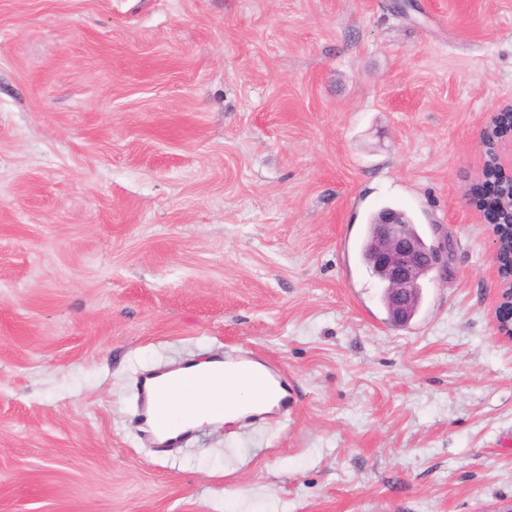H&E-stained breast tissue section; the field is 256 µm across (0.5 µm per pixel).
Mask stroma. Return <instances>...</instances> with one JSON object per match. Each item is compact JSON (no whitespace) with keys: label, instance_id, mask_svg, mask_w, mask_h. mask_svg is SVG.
<instances>
[{"label":"stroma","instance_id":"1","mask_svg":"<svg viewBox=\"0 0 512 512\" xmlns=\"http://www.w3.org/2000/svg\"><path fill=\"white\" fill-rule=\"evenodd\" d=\"M512 0H0V512H512V341L468 195ZM450 239L409 324L372 213ZM294 410L139 435L155 366Z\"/></svg>","mask_w":512,"mask_h":512}]
</instances>
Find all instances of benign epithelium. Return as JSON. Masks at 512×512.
<instances>
[{
  "label": "benign epithelium",
  "mask_w": 512,
  "mask_h": 512,
  "mask_svg": "<svg viewBox=\"0 0 512 512\" xmlns=\"http://www.w3.org/2000/svg\"><path fill=\"white\" fill-rule=\"evenodd\" d=\"M494 149V165L504 175L503 184L509 185L512 183V127L506 125L498 132ZM506 229L512 232V226L492 225V259L500 301L497 330L503 337L512 339V239L506 240ZM451 249L448 241L438 246L426 244L404 223L400 212L392 209L380 212L374 229L371 262L385 283L388 311L394 324L403 326L415 314L420 288L411 270L435 268L441 254Z\"/></svg>",
  "instance_id": "7a95c632"
}]
</instances>
